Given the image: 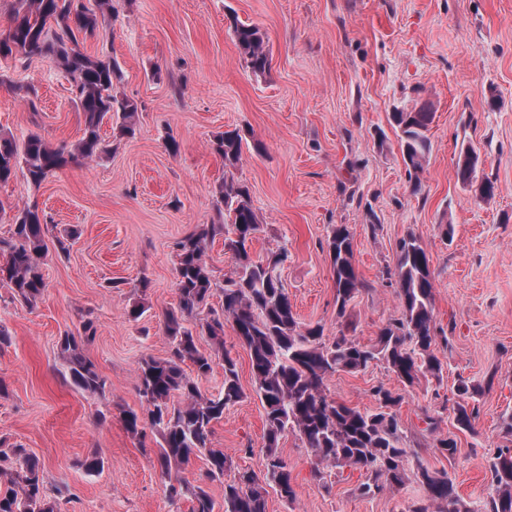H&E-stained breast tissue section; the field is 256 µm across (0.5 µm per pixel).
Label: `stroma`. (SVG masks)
<instances>
[{
	"instance_id": "35a3bbf8",
	"label": "stroma",
	"mask_w": 512,
	"mask_h": 512,
	"mask_svg": "<svg viewBox=\"0 0 512 512\" xmlns=\"http://www.w3.org/2000/svg\"><path fill=\"white\" fill-rule=\"evenodd\" d=\"M86 52L107 54L122 70L118 95L139 106L134 136L113 140L109 153L68 166L33 187L23 177L0 184L11 207L37 204L58 229L78 227L68 252L50 251L47 288L36 305L0 287V324L13 336L0 349V437L41 463L48 495L64 489L60 512H189L171 501L153 434L132 435L128 411L144 412L138 363L167 357L164 314L177 303L173 243L199 224H217L224 162L212 153L218 133L251 128L234 177L247 185L261 231L254 255L287 250L279 269L300 322L336 336L334 283L324 248L332 225H349L354 264L367 291L350 312L355 336L375 339L400 315L394 269L397 244L415 234L430 258L434 317L448 336L437 349L442 379L401 387L383 365L339 372L329 396L375 408L373 386L401 391L395 412L409 447L429 468L449 467L462 498L480 507L491 491L487 460L503 445L500 418L512 413V0H114ZM267 34L271 70L255 78L240 59L228 14ZM37 89L36 106L20 90ZM66 75L45 58H0V129L17 139L37 133L72 144L82 121ZM432 102V151L412 194L392 112ZM175 136L178 152L166 140ZM479 155L480 177L495 185L477 199L457 180L461 143ZM377 232H370V225ZM451 235H443V225ZM148 278L146 293L136 286ZM143 300L146 311L128 310ZM93 319L85 348L106 381L91 395L65 380L57 343ZM224 347L238 362L243 398L226 408L213 444L235 468L262 470L263 408L252 389L249 353L232 330ZM483 387L472 431L459 434L458 454L435 452L437 433L451 431L458 378ZM435 413L430 431L424 412ZM296 497L267 496L268 512H405L420 490L407 482L362 498L360 471L325 467L292 433L280 441ZM96 456L101 470L84 461Z\"/></svg>"
}]
</instances>
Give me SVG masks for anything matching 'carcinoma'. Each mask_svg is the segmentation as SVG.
<instances>
[{"label": "carcinoma", "mask_w": 512, "mask_h": 512, "mask_svg": "<svg viewBox=\"0 0 512 512\" xmlns=\"http://www.w3.org/2000/svg\"><path fill=\"white\" fill-rule=\"evenodd\" d=\"M104 12H113L112 0H99L96 12L81 0H16L10 27L0 37V58L44 57L65 73L72 101L83 116V130L72 145L53 144L34 133L20 141L1 130L0 184L20 173L38 185L69 165L107 154L109 145L101 135L107 117L119 136L135 135L138 104L114 91V83L121 80L118 63L110 56L84 51L83 39L95 33L98 14ZM229 23L245 68L257 77L268 75L266 32L234 14L229 15ZM432 121L433 108L428 102L392 113L403 161L415 174L423 170L432 151ZM251 137V131L244 128L224 131L214 136L211 150L223 159L224 168H234ZM219 199L224 204V223L198 225L174 243L178 303L165 313L169 352L164 359H141L138 368V394L146 403L148 425L159 437L157 461L171 500L178 501L187 493L190 512H214L208 491L182 477L183 470L198 458L205 461L204 477L224 484V512H267L268 486L284 501H293L291 469L278 452L282 437L293 433L311 450L316 463L363 471L364 480L355 488L361 497H375L387 487L400 488L412 475L425 496L413 501L406 512H473L447 469L429 468L418 452L406 447V436L392 412L403 400L401 393L374 386L370 393L377 408L361 410L325 392L329 376L359 372L373 363L384 364L407 386L427 374L441 380L443 365L435 350L448 347V336L434 320L432 275L420 239L409 233L400 240L394 271L388 272L396 278L400 317L380 327L374 343L363 344L347 335L353 328L350 305L365 290L354 264L352 234L346 224L332 225L326 247L340 330L327 341L322 325L304 327L293 311L278 273L287 251L266 259L251 252L261 225L248 187L231 177L224 182ZM48 233L38 208L27 206L15 210L10 237L0 240V285L26 305L36 303L46 288L42 266L48 255ZM218 236L224 238L234 261L232 276L220 287L223 304L219 310L210 303L217 283L205 259L208 244ZM227 324L249 351L254 393L264 409V469L260 473L232 470L224 451L212 444L214 425L224 418V409L244 396L237 361L224 349ZM96 334L94 321L87 319L78 333H64L58 344L71 382L92 395L104 393L106 387L84 352ZM200 336L224 350V386L216 395L202 393L198 385L197 378L209 374L213 363L212 354L198 345ZM187 362L196 377L183 369ZM481 389L468 380L457 381L452 406L456 430L473 429ZM501 430L507 444L488 461L493 493L480 512H512V414L502 416ZM434 449L447 460L455 458L457 434L437 437ZM0 480L7 484L0 493V512H59L62 491L48 496L39 460L1 438Z\"/></svg>", "instance_id": "carcinoma-1"}]
</instances>
